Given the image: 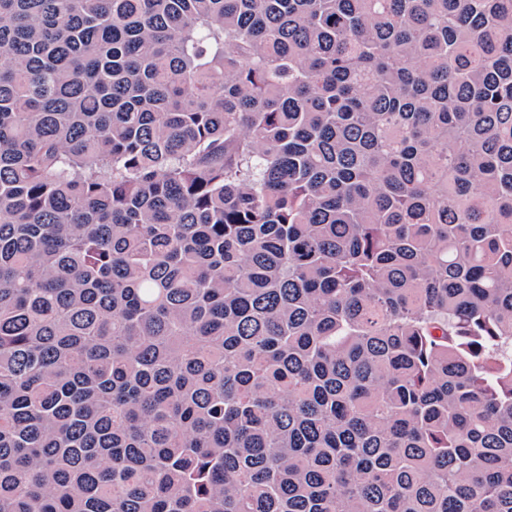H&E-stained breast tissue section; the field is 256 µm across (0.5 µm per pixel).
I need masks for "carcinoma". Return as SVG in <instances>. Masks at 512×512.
Segmentation results:
<instances>
[{
	"instance_id": "obj_1",
	"label": "carcinoma",
	"mask_w": 512,
	"mask_h": 512,
	"mask_svg": "<svg viewBox=\"0 0 512 512\" xmlns=\"http://www.w3.org/2000/svg\"><path fill=\"white\" fill-rule=\"evenodd\" d=\"M0 512H512V0H0Z\"/></svg>"
}]
</instances>
